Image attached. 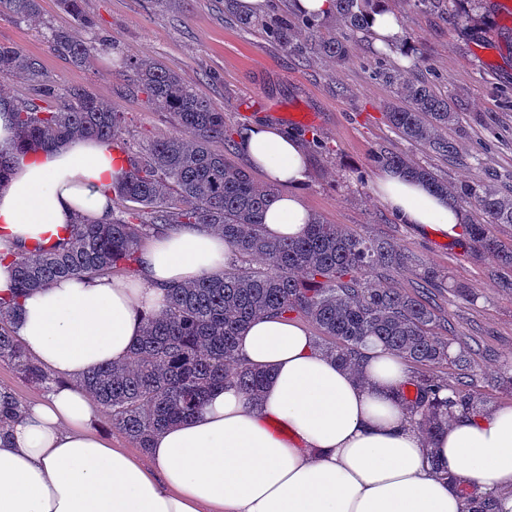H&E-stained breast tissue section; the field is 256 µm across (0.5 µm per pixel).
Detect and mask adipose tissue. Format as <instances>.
Masks as SVG:
<instances>
[{
	"label": "adipose tissue",
	"instance_id": "adipose-tissue-1",
	"mask_svg": "<svg viewBox=\"0 0 512 512\" xmlns=\"http://www.w3.org/2000/svg\"><path fill=\"white\" fill-rule=\"evenodd\" d=\"M238 145L280 189L266 230L300 234L311 214L298 194L308 176L298 137L260 120ZM120 168L93 138L17 158L0 190V297L15 256L52 247L78 218L111 217ZM374 190L403 223L460 236L463 213L423 183L388 170ZM231 255L223 237L184 227L140 249L132 276L65 279L21 300L15 335L58 383L0 428V512H465L445 472L512 512V405L454 416L426 438L394 397L410 378L401 357L369 342L351 372L284 315L238 338L240 358L268 374L261 405L229 385L156 433L147 461L112 447L97 431L101 405L77 379L124 361L166 288L223 270Z\"/></svg>",
	"mask_w": 512,
	"mask_h": 512
}]
</instances>
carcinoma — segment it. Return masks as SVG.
I'll list each match as a JSON object with an SVG mask.
<instances>
[{
	"label": "carcinoma",
	"instance_id": "cac0c4a2",
	"mask_svg": "<svg viewBox=\"0 0 512 512\" xmlns=\"http://www.w3.org/2000/svg\"><path fill=\"white\" fill-rule=\"evenodd\" d=\"M448 2L458 27L471 22L463 0H413L434 10ZM60 7L80 25L93 21L84 14L83 0H59ZM376 0H332L331 14L351 33L368 30L367 16ZM41 0H0V16L35 18ZM245 27L259 25L285 51L343 59L345 41L336 38L301 43V33H316L322 25L311 13L283 9L262 20L238 18ZM50 48L81 64L113 49L112 41H82L68 29L49 32ZM137 76L149 109L169 115L171 135L152 142L143 152L124 146V113L111 102L83 89L67 93L68 103L53 104L55 88L45 79L40 61L24 50L0 45V79L22 78L36 83L34 95L14 104L17 137L8 151L0 150V189L11 176L16 154L45 151L85 138H95L123 154L125 166L116 176V203L123 206L102 224L79 222L62 242L40 246L13 261L15 295L0 298V360H8L34 383H50L48 373L29 358L11 330L18 299L29 291L72 277L134 272L145 237L164 229L205 224L224 236L235 260L224 272L166 291V305L145 318L142 334L122 364L92 369L80 386L99 401L112 425L139 447L149 446L160 428L193 415L209 393L227 383L246 397L259 400L266 373L249 368L238 356L240 330L268 313L308 318L322 335V347L355 370L360 349L369 340L387 346L420 366L449 362L461 367L456 382L435 374L411 380L415 394L397 392L399 404L412 422L436 434L448 419L479 412L485 405L467 373L468 343L456 338L459 351L448 353V341L435 329L440 318L430 302V290L442 287V276L427 270L414 294L392 285L409 256L393 245L356 234L344 224L313 217L294 239L264 233L265 212L277 190L258 183L230 158L234 132L215 109L176 72L149 56L123 60ZM374 75L389 88L392 100L384 112L387 123L405 140L454 158L458 144L445 131L457 112L448 97L425 79L403 70L374 67ZM376 167L395 170L419 180L447 204L467 205L479 220L464 225L470 249L487 254L512 269V247L491 233L495 224H512V190L488 182H448L408 156L380 149ZM258 259L261 266L245 263ZM467 512H499L493 499L459 488Z\"/></svg>",
	"mask_w": 512,
	"mask_h": 512
}]
</instances>
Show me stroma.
Segmentation results:
<instances>
[{
    "label": "stroma",
    "mask_w": 512,
    "mask_h": 512,
    "mask_svg": "<svg viewBox=\"0 0 512 512\" xmlns=\"http://www.w3.org/2000/svg\"><path fill=\"white\" fill-rule=\"evenodd\" d=\"M33 19L0 17V44H11L40 59L58 92L85 89L111 101L126 116L124 139L138 151L169 135L167 114L151 111L134 76L118 73L111 55L77 65L50 50V29H75L81 40H112L128 56L147 55L178 72L217 109L236 133L257 118L324 149L306 150L308 181L300 190L305 207L330 224H346L369 237L406 250L412 261L396 287L412 291L424 269L438 271L444 288L432 304L456 334L472 337L473 372L489 405L512 404V390L491 388L487 379L512 363V289L495 271L493 259L467 253L459 240L422 233L401 223L375 195L379 168L373 150L384 147L431 167L452 182L491 180L512 189V19L497 0H482L475 32L465 34L449 15L387 0L407 36L429 56L435 89L452 101L457 122L449 131L461 153L437 155L402 140L387 124L382 105L390 92L368 67L377 45L371 35L350 38V54L336 61L304 59L269 42L261 30L241 27L225 15L224 0H184L162 10L154 0H84L93 29L76 27L57 0H41ZM312 113L305 124L289 123V113Z\"/></svg>",
    "instance_id": "1"
}]
</instances>
